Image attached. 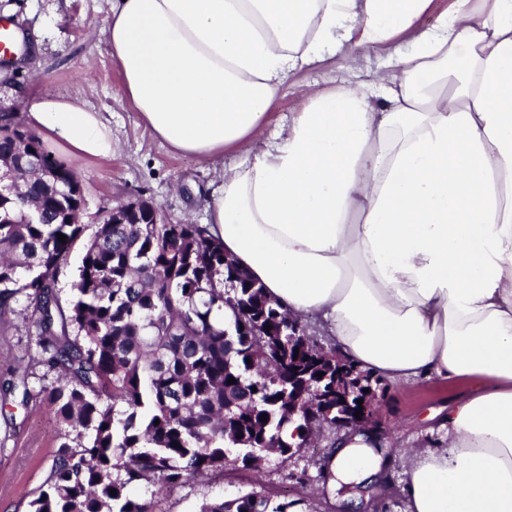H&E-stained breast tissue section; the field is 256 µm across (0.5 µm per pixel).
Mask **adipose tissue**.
I'll use <instances>...</instances> for the list:
<instances>
[{
    "label": "adipose tissue",
    "instance_id": "obj_1",
    "mask_svg": "<svg viewBox=\"0 0 512 512\" xmlns=\"http://www.w3.org/2000/svg\"><path fill=\"white\" fill-rule=\"evenodd\" d=\"M122 91L176 154L221 162L206 229L336 354L390 380L475 381L448 403L440 446L403 467L406 512H512V0H109ZM362 46L375 90L304 95L263 137L290 73ZM69 155L108 160L112 128L77 96L24 116ZM371 430L342 429L323 465L379 486ZM358 54L363 60L358 81L365 87L370 88L375 80L376 73L382 66L383 53L378 49L365 46L358 49Z\"/></svg>",
    "mask_w": 512,
    "mask_h": 512
}]
</instances>
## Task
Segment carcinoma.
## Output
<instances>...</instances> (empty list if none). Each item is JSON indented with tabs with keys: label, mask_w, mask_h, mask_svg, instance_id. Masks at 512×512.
<instances>
[{
	"label": "carcinoma",
	"mask_w": 512,
	"mask_h": 512,
	"mask_svg": "<svg viewBox=\"0 0 512 512\" xmlns=\"http://www.w3.org/2000/svg\"><path fill=\"white\" fill-rule=\"evenodd\" d=\"M14 123L0 118V328L22 316L38 354L9 366L0 400L27 403L42 366L53 376L43 404L68 428L29 512H155L134 488H174L288 456L284 430L301 420L306 432L310 421L305 411L288 418L289 373L311 369L308 379L324 391L335 378L319 377L315 361L336 353L289 335L287 311L240 268L224 273V247L202 226L156 222L147 202L138 224L109 216L99 225L62 307L56 274L84 232L83 200L72 192L79 180L54 170L39 138ZM298 505L247 493L206 501L199 512Z\"/></svg>",
	"instance_id": "1"
}]
</instances>
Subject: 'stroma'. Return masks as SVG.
<instances>
[{
    "label": "stroma",
    "instance_id": "1",
    "mask_svg": "<svg viewBox=\"0 0 512 512\" xmlns=\"http://www.w3.org/2000/svg\"><path fill=\"white\" fill-rule=\"evenodd\" d=\"M108 9V0H0V14H9L26 37L25 62L0 84V113L23 121L31 104L27 89L33 85L42 95L82 96L109 120L115 145L110 161L91 162L65 154L55 144L44 145L80 180L85 236L95 233L112 206L138 200L156 206L166 222L205 224L218 173L210 161L174 154L150 136L124 96L112 63L104 26ZM347 77L339 60L291 74L278 105L266 116L265 134L300 110L307 87H327ZM467 388V382L434 377L383 380L377 390L380 416L394 457L440 443L442 434L429 415L447 410L449 398ZM335 437V430L327 428L313 447L286 459L269 456L260 470L230 469L180 488L156 490V512H198L202 501L250 492L275 501H300L302 512H337L318 490L321 462ZM63 440V426L44 405L10 400L0 408V512H29Z\"/></svg>",
    "mask_w": 512,
    "mask_h": 512
}]
</instances>
